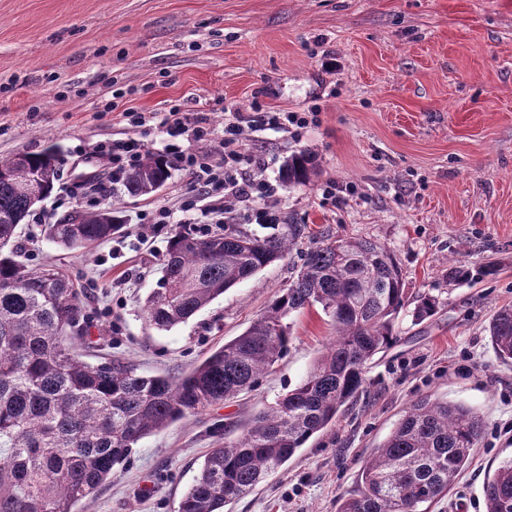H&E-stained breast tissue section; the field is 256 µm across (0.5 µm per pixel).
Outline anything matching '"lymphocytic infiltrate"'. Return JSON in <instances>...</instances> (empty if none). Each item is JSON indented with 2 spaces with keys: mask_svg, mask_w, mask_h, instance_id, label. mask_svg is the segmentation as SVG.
<instances>
[{
  "mask_svg": "<svg viewBox=\"0 0 512 512\" xmlns=\"http://www.w3.org/2000/svg\"><path fill=\"white\" fill-rule=\"evenodd\" d=\"M104 109L120 111L131 128L152 126L163 134V156L171 166L185 171L194 183L192 194L183 202L184 211H222L257 224L277 223L278 217L268 202L276 197L278 187L265 178L264 159L244 150V132L274 130L297 138L317 120L313 111L277 112L258 102L248 112L229 111L220 129L206 116L185 111L177 103L169 104L164 111L149 113L119 109L114 101L107 102ZM91 155L106 162L112 170L113 183L118 184L143 160L146 145L143 140L130 137L97 144Z\"/></svg>",
  "mask_w": 512,
  "mask_h": 512,
  "instance_id": "lymphocytic-infiltrate-1",
  "label": "lymphocytic infiltrate"
}]
</instances>
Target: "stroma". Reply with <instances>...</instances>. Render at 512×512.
Wrapping results in <instances>:
<instances>
[{"label":"stroma","instance_id":"stroma-1","mask_svg":"<svg viewBox=\"0 0 512 512\" xmlns=\"http://www.w3.org/2000/svg\"><path fill=\"white\" fill-rule=\"evenodd\" d=\"M117 86L128 92L121 109L157 112L176 101L219 128L231 105L318 108L301 140L267 130L245 141L271 161L265 176L278 186L282 223L309 235L187 322L159 330L142 305L160 282L170 232L140 216L200 221L180 210L189 175L171 169L142 197L119 187L54 192L38 208L44 223L110 202L125 219L88 252L48 241L31 218L18 230L22 264H56L84 293L80 358L185 373L265 310L317 237L375 239L398 256L409 296H437V312L421 322L402 312L396 340L369 363L335 426L224 512H336L373 448L427 395L472 406L485 422L470 466L429 512H485L484 482L512 459V366L499 363L487 335L495 311L512 305V0H0V161L55 145L63 184L101 172L79 149L132 135L118 111L102 109ZM299 151L314 175L282 183ZM332 180L355 194L325 202ZM459 265L469 280L449 281ZM290 323L288 350L259 387L140 440L77 512H176L205 455L299 384L333 334L318 306Z\"/></svg>","mask_w":512,"mask_h":512}]
</instances>
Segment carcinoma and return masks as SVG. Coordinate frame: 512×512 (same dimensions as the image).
<instances>
[{
    "label": "carcinoma",
    "instance_id": "1",
    "mask_svg": "<svg viewBox=\"0 0 512 512\" xmlns=\"http://www.w3.org/2000/svg\"><path fill=\"white\" fill-rule=\"evenodd\" d=\"M311 173L309 156L294 153L282 180L304 183ZM169 174L168 164L149 152L124 190L149 195ZM58 178L54 149L0 161V512H76L141 439L255 388L287 351L291 316L319 305L336 335L311 371L204 457L178 505V512H224L336 422L363 388L370 361L396 339L395 322L407 303L396 254L371 238H324L247 329L185 374L146 376L120 359L87 363L69 347L86 332L80 289L60 268L26 269L14 248L20 224ZM114 213L74 210L44 232L63 248L91 249L121 227ZM304 231L283 224L259 237L225 224L200 235L176 226L159 286L143 302L146 322L159 330L186 322L285 258ZM437 306L434 296H420L414 319L431 317ZM488 332L497 358L512 365V306L495 312ZM483 430L471 406L417 400L373 449L337 512H426L468 468ZM483 494L486 512H512V460L487 478Z\"/></svg>",
    "mask_w": 512,
    "mask_h": 512
}]
</instances>
